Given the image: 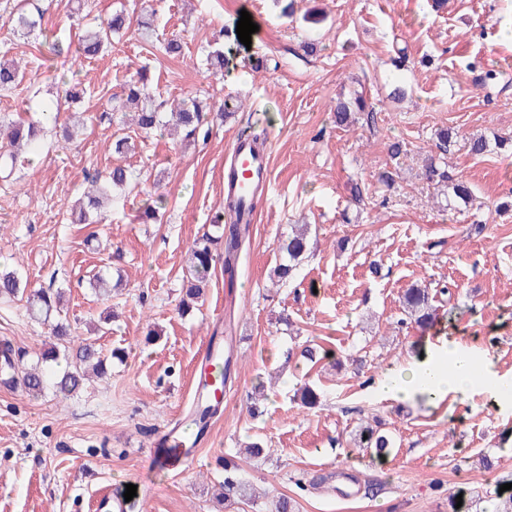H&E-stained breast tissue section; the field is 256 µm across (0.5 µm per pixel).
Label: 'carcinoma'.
<instances>
[{
    "mask_svg": "<svg viewBox=\"0 0 512 512\" xmlns=\"http://www.w3.org/2000/svg\"><path fill=\"white\" fill-rule=\"evenodd\" d=\"M8 22L13 31L28 34L37 25V19L30 12L23 10L12 12ZM128 18L124 11H117L102 20L96 27L86 30L77 42L65 43L56 37L51 42V52L58 56L70 57L81 61L97 58L112 46L113 35L125 28ZM23 79L18 64L9 59H0V90L9 91ZM143 78H133L124 87L121 97L113 100L112 111L126 112L134 107L131 122L137 129L152 134L163 126L160 108L155 104L142 87ZM366 111L365 99L356 95L349 100L339 99L334 112L336 124H349L352 114ZM170 114L175 126L182 131V139L191 142L209 131L210 115L202 110L194 101L188 107L184 102L170 104ZM59 124L58 115L41 113L37 119L20 118L3 123L0 121V138L6 144L0 147V177L11 176L18 162L19 151L26 148L35 151L49 130ZM132 183V171L122 165H115L108 173L105 183L91 181L87 196L75 201L70 208L71 221L75 224H86L93 214L104 212L117 194L123 193ZM214 227L222 230L224 236V273L234 277L238 253L248 232V226L237 222H224V212L216 213ZM311 229L304 226L299 232L293 233L282 242L280 250L285 252L287 259L280 262L272 270L273 277L286 282L293 277L296 267L311 249ZM213 237L205 235L195 243L189 253L188 276L184 281L185 294L190 299H199L206 287L212 267L215 266L217 255L212 251ZM63 291L60 288L30 289L28 281L22 279L16 270L0 272V300L14 301L26 299L28 315L35 320H45L52 313H61ZM403 308L407 316L420 326L430 323L433 317L429 289L424 287L409 288L403 295ZM50 335L54 343L45 349L40 356V366L28 368L24 366V353L14 349L9 341L0 343V364L10 370L11 384L21 386L28 394L40 396L47 390L64 397H70L82 390L89 380L88 371L103 368L107 356L97 348L90 339L74 338L67 318L58 317L50 325ZM357 448L373 451L377 456H385L392 447L393 441L389 434L377 426L366 423L359 427L354 438Z\"/></svg>",
    "mask_w": 512,
    "mask_h": 512,
    "instance_id": "carcinoma-1",
    "label": "carcinoma"
}]
</instances>
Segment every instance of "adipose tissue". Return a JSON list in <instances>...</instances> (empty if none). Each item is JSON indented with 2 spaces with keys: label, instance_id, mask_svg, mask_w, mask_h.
I'll use <instances>...</instances> for the list:
<instances>
[{
  "label": "adipose tissue",
  "instance_id": "1",
  "mask_svg": "<svg viewBox=\"0 0 512 512\" xmlns=\"http://www.w3.org/2000/svg\"><path fill=\"white\" fill-rule=\"evenodd\" d=\"M474 380V364L469 354L444 341L424 358L386 373L377 388L380 394L392 399L406 400L417 395L438 399L451 392L466 394Z\"/></svg>",
  "mask_w": 512,
  "mask_h": 512
}]
</instances>
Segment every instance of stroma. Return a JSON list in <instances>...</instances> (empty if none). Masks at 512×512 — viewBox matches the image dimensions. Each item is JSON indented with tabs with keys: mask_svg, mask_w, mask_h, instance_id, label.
Wrapping results in <instances>:
<instances>
[{
	"mask_svg": "<svg viewBox=\"0 0 512 512\" xmlns=\"http://www.w3.org/2000/svg\"><path fill=\"white\" fill-rule=\"evenodd\" d=\"M156 14L157 38L137 30ZM42 29L14 34L0 23V49L25 69L0 93V116L29 118L49 104L61 118L80 112L76 139L47 137L31 164L0 181V265L19 268L34 288H65V310L79 337L121 348L105 377L67 399L35 398L0 384V512H95L98 496L137 487L128 512H274L279 497L295 512H493L512 483V403L497 405L484 382L437 401L390 400L376 390L390 369L417 351L448 341L512 383V153L473 155L467 140L512 137V0H294L284 17L277 0H27ZM131 28L112 52L85 63L81 102L64 97L69 66L45 37L77 40L116 10ZM248 11L258 30L250 44L221 36ZM178 36L184 55L169 57L162 39ZM316 43L308 54L304 43ZM220 49L236 69L212 73ZM268 60L250 69L252 57ZM156 100L194 97L243 106L214 125L207 140L183 145L169 134L138 133L101 121L112 97L139 67ZM402 99H394L395 88ZM362 94L373 121L337 126V99ZM265 129L271 190L242 245L234 278L212 270L205 302L183 313L182 280L194 241L212 233L224 206V156L245 128ZM453 134L439 153L440 130ZM131 137L135 149L112 143ZM402 146L398 157L387 150ZM435 160L440 177L426 179ZM130 168L137 192L115 198L95 224H74L68 199L88 173ZM392 172L383 184L380 173ZM463 181L473 206L451 201ZM366 187L362 202L354 184ZM165 198L160 220L139 218L147 193ZM312 224L317 243L293 280L270 273L291 225ZM104 272L114 289L98 299L89 280ZM434 294L435 318L422 328L403 319L401 297L418 284ZM154 342H146L147 330ZM232 337L236 365L195 458L175 473L158 469L159 450L194 403L193 366L212 337ZM0 340L34 363L49 336L22 302L0 303ZM319 351L315 361L304 347ZM321 395L302 406L303 383ZM379 419L393 438L385 458L353 447L361 421ZM260 438L265 454L242 443ZM493 466H480V455ZM253 486L250 499L223 498L224 461Z\"/></svg>",
	"mask_w": 512,
	"mask_h": 512,
	"instance_id": "obj_1",
	"label": "stroma"
}]
</instances>
